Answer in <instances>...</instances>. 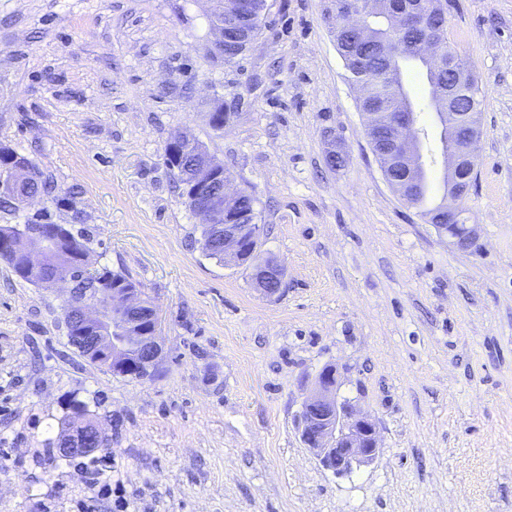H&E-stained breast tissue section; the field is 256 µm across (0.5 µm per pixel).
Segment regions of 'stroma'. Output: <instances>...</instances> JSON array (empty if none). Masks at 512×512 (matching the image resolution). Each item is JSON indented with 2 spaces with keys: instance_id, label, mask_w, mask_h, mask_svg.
I'll use <instances>...</instances> for the list:
<instances>
[{
  "instance_id": "stroma-1",
  "label": "stroma",
  "mask_w": 512,
  "mask_h": 512,
  "mask_svg": "<svg viewBox=\"0 0 512 512\" xmlns=\"http://www.w3.org/2000/svg\"><path fill=\"white\" fill-rule=\"evenodd\" d=\"M444 7L480 87L468 251L386 182L331 0H268L231 62L206 0H0V146L75 191L30 214L81 210L96 267L140 281L164 320L161 372L112 375L69 345L63 293L0 259V512L92 496L56 451L73 402L102 419L125 512H512V0ZM178 131L255 198L278 295L202 251L165 162ZM327 364L380 427L345 477L295 427Z\"/></svg>"
}]
</instances>
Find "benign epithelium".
<instances>
[{
    "mask_svg": "<svg viewBox=\"0 0 512 512\" xmlns=\"http://www.w3.org/2000/svg\"><path fill=\"white\" fill-rule=\"evenodd\" d=\"M209 20L214 46L224 53L225 26L251 8L253 0H208ZM373 10V0H348L344 15L347 26L362 29L364 19ZM446 31L438 25L422 40L427 57L440 62L444 54ZM210 124L220 130L234 113L224 111L217 102L209 113ZM455 127L456 149L448 157V215L438 216L435 228L448 236L460 249L471 248L477 238V227L464 223V203L478 166L477 145L480 140L479 118L471 114L461 122L451 120ZM414 128L412 115L399 112L387 126L368 134L388 151L404 152L408 169L420 167L423 154L412 158L409 148ZM193 158L192 167L181 173L195 198L194 214L199 223L208 226L202 248L210 253L215 239L224 243V263H250L256 288L272 296L268 285L284 279V268L261 257L258 243L263 233L258 214L244 203L247 193L233 185L231 173L195 137L177 132L165 146V159L177 168L184 155ZM34 177V171L19 159L9 164L0 175V187L16 189ZM18 241L25 256L27 276L37 279L42 268L51 265L53 288L64 291L68 308L64 323L73 346L91 363L107 367L123 377L150 379L161 364V321L155 304L137 289L100 288L80 295L71 288L72 267L52 258L50 229L42 224H21L16 227ZM301 441L322 466L338 477L373 462L380 450V430L373 416L358 410L338 394V371L327 365L319 372L312 392L303 401L298 418ZM56 447L62 456L106 453L102 425L95 418L80 417L68 422L60 431Z\"/></svg>",
    "mask_w": 512,
    "mask_h": 512,
    "instance_id": "7a95c632",
    "label": "benign epithelium"
}]
</instances>
